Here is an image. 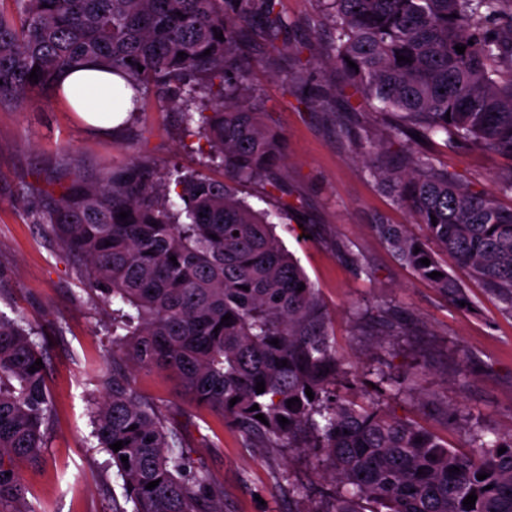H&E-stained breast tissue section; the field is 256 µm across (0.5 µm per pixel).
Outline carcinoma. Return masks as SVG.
<instances>
[{
  "label": "carcinoma",
  "instance_id": "obj_1",
  "mask_svg": "<svg viewBox=\"0 0 512 512\" xmlns=\"http://www.w3.org/2000/svg\"><path fill=\"white\" fill-rule=\"evenodd\" d=\"M9 2L0 0V109L22 111L35 94L58 89L65 71L98 61L127 81L134 104L155 90L181 109L184 134L209 147L206 166L224 169L218 179L162 172L133 158L88 181L63 146L54 170L25 183L16 200L83 263L84 291L112 303V351L105 354L109 368L95 375L104 395L94 404L92 436L122 481L124 504L113 512H224V486L136 390L132 366L174 372L198 404L237 428L246 448L313 456L334 490L304 512H512V434L475 427L459 451L381 404L360 405L336 389L350 371L337 355L318 289L268 214L238 195L242 183L279 187L287 169L283 139L261 122L252 88L260 61L246 51L255 27L288 46L278 0ZM329 6L330 51L345 86L394 119L393 137L406 148L393 161L378 139L358 144L359 154L427 236L417 238L403 224H376L375 231L418 276L442 273L431 283L450 302L469 297L440 252L497 293L512 315V208L439 170L424 149L445 137L512 158V65L502 67L512 60V0ZM399 54L409 61H397ZM203 96L204 109L197 105ZM227 314L228 326L221 323ZM34 335L21 313L0 314V512H35L20 467L41 462L52 427L45 369L28 371L46 356ZM378 382L395 395L409 390L383 372ZM292 398L299 402L289 408ZM118 441L116 452L110 445ZM501 447L507 451L498 453ZM483 473L488 477L477 479ZM472 492L470 509L463 500Z\"/></svg>",
  "mask_w": 512,
  "mask_h": 512
}]
</instances>
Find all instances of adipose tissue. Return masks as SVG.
<instances>
[{
    "mask_svg": "<svg viewBox=\"0 0 512 512\" xmlns=\"http://www.w3.org/2000/svg\"><path fill=\"white\" fill-rule=\"evenodd\" d=\"M61 88L66 93L74 88L79 90L80 97L72 106L96 132H106L121 125L133 108L131 91L125 88L123 80L93 64L67 72L61 80Z\"/></svg>",
    "mask_w": 512,
    "mask_h": 512,
    "instance_id": "obj_1",
    "label": "adipose tissue"
}]
</instances>
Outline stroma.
Returning <instances> with one entry per match:
<instances>
[{
	"label": "stroma",
	"instance_id": "stroma-1",
	"mask_svg": "<svg viewBox=\"0 0 512 512\" xmlns=\"http://www.w3.org/2000/svg\"><path fill=\"white\" fill-rule=\"evenodd\" d=\"M278 3L291 24L289 41L304 43L312 63L279 56L255 34L250 54L263 65L252 87L264 123L285 140L288 172L284 191L245 183L239 192L259 210L276 213L290 203L276 233L318 288L338 355L357 370L354 380L340 381L339 391L361 402L384 401L390 415L417 421L452 448H465L473 426L512 433V317L492 291L454 264L448 270L471 304H452L375 233L378 224L425 233L358 155L359 142L388 138L392 120L368 112L354 90H341V73L327 58L333 24L323 0ZM321 96L336 97L350 133H340L331 116L313 106ZM63 145L72 147L89 176L133 155L184 170L201 169L205 156L201 142L184 135L180 111L152 93L134 120L106 135L87 131L52 90L24 111H0V312L22 311L46 349L55 410L43 464L22 472L27 497L37 512H112L121 482L91 435L100 394L88 371L111 345L112 308L83 291L73 256L14 205L23 184ZM428 149L439 169L512 208V195L499 189L512 173V159L475 142L456 146L439 139ZM390 303L410 323L406 335H386L380 325ZM381 371L410 378L414 395L385 396L376 386ZM133 375L136 388L182 428L193 457L223 484L224 512H305L308 501L293 491L299 480L311 492L330 491L312 457L244 447L223 416L193 404L168 372L138 368ZM449 406L455 409L450 417Z\"/></svg>",
	"mask_w": 512,
	"mask_h": 512
}]
</instances>
